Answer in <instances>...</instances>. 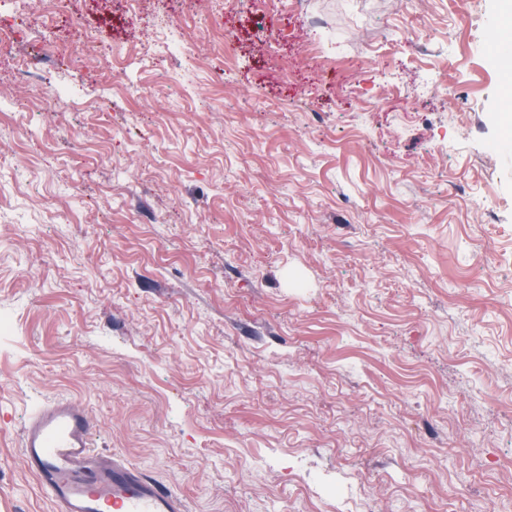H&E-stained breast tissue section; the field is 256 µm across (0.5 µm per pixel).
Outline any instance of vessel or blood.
<instances>
[{
    "label": "vessel or blood",
    "mask_w": 512,
    "mask_h": 512,
    "mask_svg": "<svg viewBox=\"0 0 512 512\" xmlns=\"http://www.w3.org/2000/svg\"><path fill=\"white\" fill-rule=\"evenodd\" d=\"M96 426L71 400L35 404L21 430V461L55 512H186V502L119 455L95 446Z\"/></svg>",
    "instance_id": "1"
}]
</instances>
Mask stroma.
I'll return each mask as SVG.
<instances>
[{"mask_svg":"<svg viewBox=\"0 0 512 512\" xmlns=\"http://www.w3.org/2000/svg\"><path fill=\"white\" fill-rule=\"evenodd\" d=\"M504 8L22 0L0 103L74 98L0 110V512L66 398L188 512H512ZM28 33L20 31L15 27L13 20L0 19V45L13 44L19 40L26 38L28 43V55L23 60V63L28 66L40 60L47 52V47L42 41L36 38L28 39Z\"/></svg>","mask_w":512,"mask_h":512,"instance_id":"1","label":"stroma"}]
</instances>
